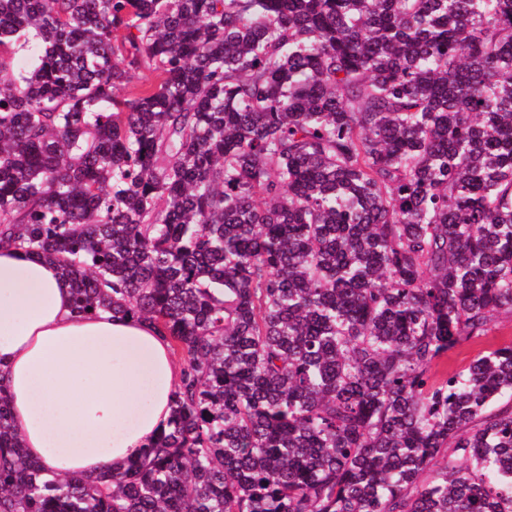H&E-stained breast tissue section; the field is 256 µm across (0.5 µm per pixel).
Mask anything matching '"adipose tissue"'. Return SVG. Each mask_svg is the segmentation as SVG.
I'll use <instances>...</instances> for the list:
<instances>
[{"instance_id": "1", "label": "adipose tissue", "mask_w": 512, "mask_h": 512, "mask_svg": "<svg viewBox=\"0 0 512 512\" xmlns=\"http://www.w3.org/2000/svg\"><path fill=\"white\" fill-rule=\"evenodd\" d=\"M182 368L137 318L79 316L57 268L0 247V387L26 455L55 472H119L166 426Z\"/></svg>"}]
</instances>
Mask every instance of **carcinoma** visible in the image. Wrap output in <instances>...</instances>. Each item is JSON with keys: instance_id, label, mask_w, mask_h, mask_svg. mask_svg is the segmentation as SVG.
Returning a JSON list of instances; mask_svg holds the SVG:
<instances>
[{"instance_id": "cac0c4a2", "label": "carcinoma", "mask_w": 512, "mask_h": 512, "mask_svg": "<svg viewBox=\"0 0 512 512\" xmlns=\"http://www.w3.org/2000/svg\"><path fill=\"white\" fill-rule=\"evenodd\" d=\"M0 245L183 359L93 478L0 387V512H512V0H0ZM512 342V315L502 313L499 315L492 332L481 342L469 346L457 348L448 352V358H444L437 370H448V373L467 366L477 353L489 346H499Z\"/></svg>"}]
</instances>
